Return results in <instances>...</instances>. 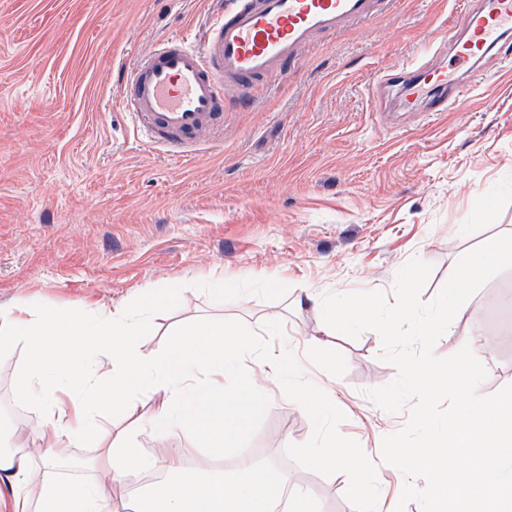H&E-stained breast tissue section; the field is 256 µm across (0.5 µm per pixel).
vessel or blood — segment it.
Here are the masks:
<instances>
[{
    "label": "vessel or blood",
    "mask_w": 512,
    "mask_h": 512,
    "mask_svg": "<svg viewBox=\"0 0 512 512\" xmlns=\"http://www.w3.org/2000/svg\"><path fill=\"white\" fill-rule=\"evenodd\" d=\"M380 0H227L207 35L166 37L128 69L120 105L141 140L182 156L201 151L224 128V88L249 93L301 56L314 35L370 17ZM460 20L438 44L455 69L416 59L374 77L399 88L400 104L454 108L468 80L512 42V0H460Z\"/></svg>",
    "instance_id": "obj_1"
}]
</instances>
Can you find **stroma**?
Segmentation results:
<instances>
[{
    "mask_svg": "<svg viewBox=\"0 0 512 512\" xmlns=\"http://www.w3.org/2000/svg\"><path fill=\"white\" fill-rule=\"evenodd\" d=\"M220 0H0V305L80 311L128 305L177 285L178 305L147 319L140 349L158 352L172 327L200 317L256 332L257 345L302 353L320 316L306 293L385 292L411 259L429 263L430 303L466 252L512 231V70L488 62L462 101L429 117L377 107L370 78L419 55L458 17L448 0H395L366 20L315 35L283 74L257 83L242 107L227 91L224 129L178 160L140 142L119 106L133 59L158 40L203 35ZM227 284L223 298L212 279ZM273 281L275 290L264 288ZM434 353L461 338L487 341L480 385L512 384V269L474 294ZM280 335H262L271 316ZM372 330L330 337L306 381L335 389L329 422L292 404L294 387L269 382L237 448L290 472L325 512H364L359 486H376L394 512L403 483L381 458L385 436L408 421L370 389L397 370ZM24 349L0 358V405L35 437L38 421L14 396ZM350 436L359 467L329 473L300 454Z\"/></svg>",
    "mask_w": 512,
    "mask_h": 512,
    "instance_id": "35a3bbf8",
    "label": "stroma"
}]
</instances>
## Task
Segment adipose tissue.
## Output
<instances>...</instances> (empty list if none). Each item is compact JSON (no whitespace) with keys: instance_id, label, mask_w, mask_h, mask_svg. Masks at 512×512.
<instances>
[{"instance_id":"1","label":"adipose tissue","mask_w":512,"mask_h":512,"mask_svg":"<svg viewBox=\"0 0 512 512\" xmlns=\"http://www.w3.org/2000/svg\"><path fill=\"white\" fill-rule=\"evenodd\" d=\"M180 291L143 295L130 307L61 314L17 301L0 307V356L25 348V364L13 374L17 399L38 416L39 450L16 437L0 451V512H120L118 500L133 495L136 512H323L308 492L292 487L288 473L273 464L241 460L234 472L217 468L227 448L249 430L266 404V381L296 377L299 407L321 409L325 391L300 383V363L284 350L261 349L250 331L216 320L175 327L166 345L148 356L139 347L144 318L173 306ZM322 326L306 342L309 354L325 348L337 327L365 311L362 300L322 304ZM159 406L142 415L143 400ZM122 413L113 430L104 419ZM163 435L160 452L144 453V430ZM92 454L74 479L67 470L73 449ZM204 460L192 470L193 450ZM158 482L134 491L136 473Z\"/></svg>"}]
</instances>
